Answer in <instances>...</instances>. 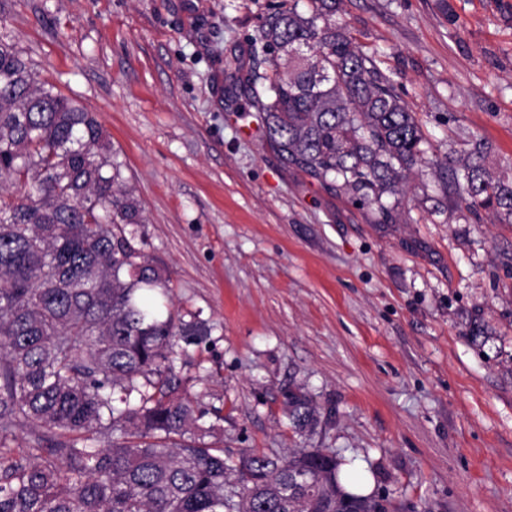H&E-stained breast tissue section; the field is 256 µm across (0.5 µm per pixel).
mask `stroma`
<instances>
[{
  "label": "stroma",
  "instance_id": "1",
  "mask_svg": "<svg viewBox=\"0 0 512 512\" xmlns=\"http://www.w3.org/2000/svg\"><path fill=\"white\" fill-rule=\"evenodd\" d=\"M282 0H0V33L94 112L196 336L227 454L330 448L388 512H512V224L416 166L393 224L289 166L235 88ZM435 153L512 165V0H341ZM480 336H471L473 327ZM320 412L291 427L288 390Z\"/></svg>",
  "mask_w": 512,
  "mask_h": 512
}]
</instances>
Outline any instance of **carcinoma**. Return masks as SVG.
<instances>
[{
    "mask_svg": "<svg viewBox=\"0 0 512 512\" xmlns=\"http://www.w3.org/2000/svg\"><path fill=\"white\" fill-rule=\"evenodd\" d=\"M283 0L249 40L247 103L288 163L397 221L427 164L451 168L456 205L512 223V173L489 147L427 157L420 125L336 23L337 0ZM102 124L39 78L0 35V512H383L349 492L327 448L234 458L176 371L188 333L169 279L124 230L142 223ZM297 431L319 412L286 398ZM33 444L18 452L14 429ZM110 438L106 448L99 436Z\"/></svg>",
    "mask_w": 512,
    "mask_h": 512,
    "instance_id": "carcinoma-1",
    "label": "carcinoma"
}]
</instances>
